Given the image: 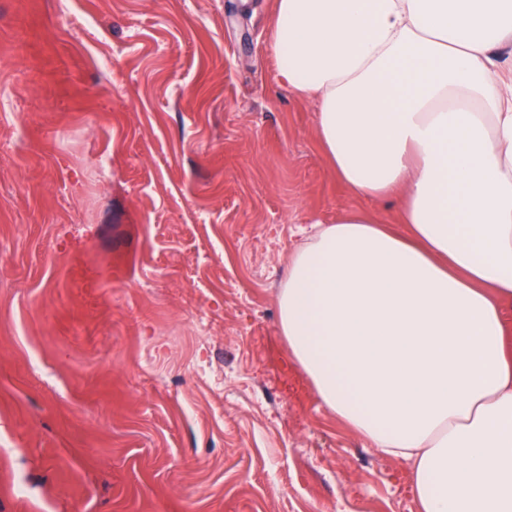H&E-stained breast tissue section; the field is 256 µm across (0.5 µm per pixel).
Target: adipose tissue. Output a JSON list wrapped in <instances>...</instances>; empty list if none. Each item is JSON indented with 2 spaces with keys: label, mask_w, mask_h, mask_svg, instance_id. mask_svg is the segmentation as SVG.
Wrapping results in <instances>:
<instances>
[{
  "label": "adipose tissue",
  "mask_w": 512,
  "mask_h": 512,
  "mask_svg": "<svg viewBox=\"0 0 512 512\" xmlns=\"http://www.w3.org/2000/svg\"><path fill=\"white\" fill-rule=\"evenodd\" d=\"M272 49L357 196L288 263L322 404L407 462L417 512H512V0H276Z\"/></svg>",
  "instance_id": "1"
}]
</instances>
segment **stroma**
Segmentation results:
<instances>
[{
    "label": "stroma",
    "mask_w": 512,
    "mask_h": 512,
    "mask_svg": "<svg viewBox=\"0 0 512 512\" xmlns=\"http://www.w3.org/2000/svg\"><path fill=\"white\" fill-rule=\"evenodd\" d=\"M274 0H0V512H413L278 294L339 182Z\"/></svg>",
    "instance_id": "35a3bbf8"
}]
</instances>
